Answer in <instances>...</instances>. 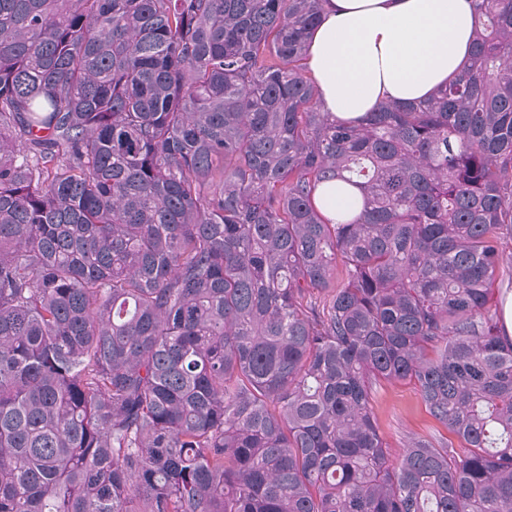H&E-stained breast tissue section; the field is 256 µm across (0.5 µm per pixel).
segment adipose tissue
<instances>
[{"instance_id": "1", "label": "adipose tissue", "mask_w": 512, "mask_h": 512, "mask_svg": "<svg viewBox=\"0 0 512 512\" xmlns=\"http://www.w3.org/2000/svg\"><path fill=\"white\" fill-rule=\"evenodd\" d=\"M473 25L468 0H324L307 50L322 111L353 121L427 99L467 63Z\"/></svg>"}]
</instances>
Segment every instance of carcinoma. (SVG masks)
I'll list each match as a JSON object with an SVG mask.
<instances>
[{"mask_svg": "<svg viewBox=\"0 0 512 512\" xmlns=\"http://www.w3.org/2000/svg\"><path fill=\"white\" fill-rule=\"evenodd\" d=\"M470 5L352 124L322 0H0V512H512V0ZM380 380L463 447L392 453ZM317 204L325 214L334 218L339 210L348 206L349 199L339 191H336V188L333 190L319 189L317 193Z\"/></svg>", "mask_w": 512, "mask_h": 512, "instance_id": "carcinoma-1", "label": "carcinoma"}]
</instances>
